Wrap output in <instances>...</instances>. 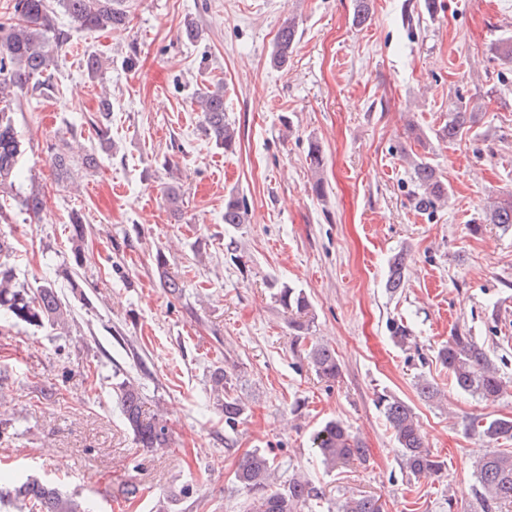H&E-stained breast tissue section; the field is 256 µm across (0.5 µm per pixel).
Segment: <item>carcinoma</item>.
<instances>
[{"label": "carcinoma", "mask_w": 512, "mask_h": 512, "mask_svg": "<svg viewBox=\"0 0 512 512\" xmlns=\"http://www.w3.org/2000/svg\"><path fill=\"white\" fill-rule=\"evenodd\" d=\"M64 13L79 29L121 30L130 23L129 14L114 7V0H56ZM297 30L288 22L278 32L274 66L288 65L289 55L296 42ZM69 39V34L56 26L55 11L49 0H14L12 21L0 23V190L15 186L19 176V161L23 142L14 125L11 106L27 94L29 89L48 92L52 88V70L55 55ZM195 103L202 114L204 128L216 146L231 152L237 145V131L224 119V88L201 91ZM110 103L100 101L91 125L97 128L101 144L111 148L107 137L110 122ZM475 113L456 108L448 113L434 135L441 141H453L463 132ZM73 159L66 153L56 152L53 164L61 179L69 177ZM413 179L416 183L415 204L427 210L448 199V185L434 166L424 160H414ZM247 208L244 200L234 194L224 199V223L243 224ZM489 221L505 230L512 228V193L509 192L492 205ZM156 264L162 273V286L176 297L182 288L166 271L167 262L162 254L156 255ZM407 254L400 252L392 258L385 287L390 293L404 285ZM281 307L288 312L290 323L298 332L305 329L310 312L307 295L298 288L283 285L276 293ZM0 312L17 323L33 327L51 328L67 321L68 309L57 289L49 282L35 287H24L15 282L13 268L0 261ZM392 342L405 347L412 342L409 326L401 320L387 323ZM438 357L448 368L455 386L490 403L506 393V385L489 351L475 343L470 336H452L438 350ZM306 358L316 375L326 382H334L341 375V366L334 351L326 346L313 345L306 350ZM214 391L223 395L221 409L224 427L234 432L243 422L247 406L234 393L231 379L223 367L217 366L211 374ZM115 393L125 425L143 448H167L170 432L166 421L146 409L145 397L139 387L126 378L115 384ZM376 408L383 414L392 430L398 447L402 449V465L410 474L419 476L436 472L440 462L433 459L425 446L412 409L404 401L381 391L376 394ZM475 433L488 442L512 441V418H479L471 420ZM312 448L329 470L339 464L366 460V448L339 419H331L314 431ZM279 465L268 454L254 450L239 461L234 474L237 484L249 494L245 512H317L312 502L319 498L310 481L293 474L280 483L276 476ZM475 494L482 502L484 512H498L502 505H512V450L498 448L483 456L475 469ZM9 503L17 512H89L81 502L62 496L58 489L34 479H27L9 491L0 489V505ZM338 512H383L379 500L365 495L344 498Z\"/></svg>", "instance_id": "obj_1"}]
</instances>
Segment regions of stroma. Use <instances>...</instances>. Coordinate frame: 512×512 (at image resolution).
Listing matches in <instances>:
<instances>
[{
	"instance_id": "obj_1",
	"label": "stroma",
	"mask_w": 512,
	"mask_h": 512,
	"mask_svg": "<svg viewBox=\"0 0 512 512\" xmlns=\"http://www.w3.org/2000/svg\"><path fill=\"white\" fill-rule=\"evenodd\" d=\"M123 6V30L80 31L58 13L70 37L55 91L13 105L25 151L0 198V235L17 282L54 283L71 316L52 329L0 315V480L37 477L92 512H156L162 499L171 512H243L248 495L233 475L259 449L304 472L332 510L360 494L381 498L386 512H482L473 471L489 447L470 419L512 417V230L486 221L512 191V62L497 51L512 37V0H436L431 16L419 0H372L360 26L352 0ZM289 21L299 40L278 69L271 55ZM90 51L102 60L94 79L82 67ZM219 82L239 137L228 153L206 136L194 103ZM104 98L108 149L89 123ZM461 103L475 121L457 140H437ZM414 127L426 141L412 138ZM71 146L96 152L99 169L73 168L61 184L51 154ZM410 155L443 176L447 205L416 208ZM31 191L44 199L36 217L20 203ZM232 193L248 207L235 226L224 222ZM76 214L88 228L80 242L70 237ZM230 240L240 263L224 250ZM401 250L405 286L393 295L388 261ZM160 252L181 297L161 285ZM283 284L311 302L305 338L274 298ZM393 317L411 328L410 347L391 341ZM456 334L490 351L508 385L497 402L458 390L438 361ZM313 344L335 351L336 382L308 365ZM218 366L247 405L231 448L210 393ZM126 377L162 410L169 448L140 447L125 428L112 387ZM421 377L441 401L419 396ZM383 390L413 408L437 473L403 468L374 405ZM332 418L362 439L366 463L325 470L310 438ZM131 483L145 488L132 503L121 495Z\"/></svg>"
}]
</instances>
